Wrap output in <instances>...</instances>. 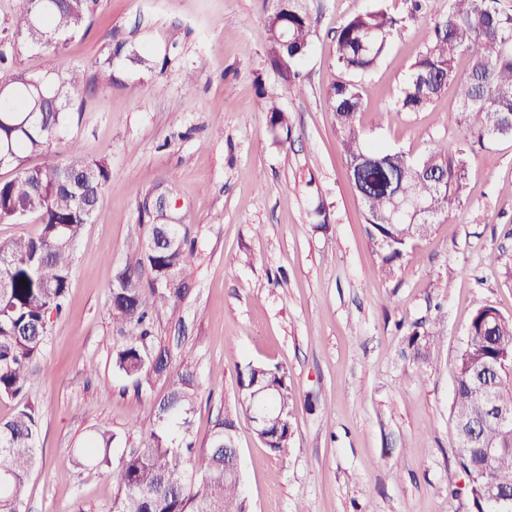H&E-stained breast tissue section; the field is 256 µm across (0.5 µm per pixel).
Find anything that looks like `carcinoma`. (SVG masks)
<instances>
[{"mask_svg": "<svg viewBox=\"0 0 512 512\" xmlns=\"http://www.w3.org/2000/svg\"><path fill=\"white\" fill-rule=\"evenodd\" d=\"M94 0H27L21 34L42 47L78 33ZM303 0H288V11L275 10L266 18V55L288 95L302 96L298 61L311 43L317 19ZM399 20L382 4L346 19L336 30V65L343 78L330 86L326 104L334 114L346 172L359 167L356 185L367 238L380 258L379 271L394 272L412 243L429 236L433 223L410 225L397 214L401 198L434 197L437 215L461 206L466 190L470 150L487 141L512 136V9L502 0H448V12L429 33L402 82L397 108L381 113L389 122L400 112H422L456 87L460 99L458 124L469 148L453 153L432 151L418 159L402 151L370 146L359 127L362 110L358 77L372 71L388 50ZM468 58L460 72L459 57ZM80 74L65 78L19 80L11 95L0 99V155L16 171L0 181V224L22 217L39 220L35 237L0 236V399H15L28 389L40 360L52 316H60L67 300L74 250L85 224L92 219L104 187L111 179L105 158L88 159L70 152L65 163L25 165L26 155L47 152L71 119L69 89ZM261 109L276 132H289L288 113L277 97L261 93ZM445 179L435 193L436 177ZM169 242L148 238L135 266L121 269L111 291L112 322L131 327L112 352L113 368L137 383L153 377L168 381L166 396L157 406L154 426L142 438V450L112 464L107 456L115 435L103 431L77 451V464L103 462L116 495L112 512H248L241 479L226 469L227 447L234 444L236 415L224 413L206 447L199 448L191 433V414L197 399L193 366H170L168 352L154 344L151 318L158 307H177L186 297L193 248L168 226ZM151 278L144 280L143 270ZM483 306L468 328L453 384L455 429L478 421L484 403L479 389L488 384L501 404L512 409V385L507 373L489 367L504 353L512 355V318ZM438 344L425 332L414 333L409 347L424 363ZM240 404L251 413L262 403L270 422L265 445L273 451L288 447L295 397L288 374L280 366L250 363L239 372ZM38 410L30 403L0 419V512H22V491L39 461L36 447ZM477 438L496 440L503 451L490 462L457 455L466 473L512 489V431L504 433L491 422Z\"/></svg>", "mask_w": 512, "mask_h": 512, "instance_id": "obj_1", "label": "carcinoma"}]
</instances>
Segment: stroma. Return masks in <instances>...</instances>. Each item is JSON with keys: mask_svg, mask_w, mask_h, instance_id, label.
<instances>
[{"mask_svg": "<svg viewBox=\"0 0 512 512\" xmlns=\"http://www.w3.org/2000/svg\"><path fill=\"white\" fill-rule=\"evenodd\" d=\"M276 0H94L88 29L59 46H28L25 0H0V80L84 78L72 92L73 123L28 166L67 161L69 144L106 158L112 178L75 248L63 317L49 326L23 400L39 411L42 465L22 492L24 512H110L115 489L76 451L116 433L111 460L137 448L164 379L139 386L115 372L119 331L110 316L117 272L136 264L134 241L175 224L195 244L189 293L162 308L154 335L172 366L190 361L199 390L198 446L237 402L250 363L282 366L296 398L292 437L274 452L238 413L236 446L250 512H473L454 437L452 386L479 307L512 318V139L476 150L459 210L438 217L391 276L364 229L325 97L340 78L334 31L376 0H305L318 24L300 70L306 94L282 97L290 136L273 133L259 91L278 94L266 56L265 18ZM403 22L360 84L367 141L418 158L463 147L460 106L448 88L424 112L380 125L397 105L409 66L448 10L429 0ZM116 81L95 78L116 45ZM166 198L165 212L155 201ZM324 205L328 224L313 216ZM437 334L430 364L405 349L412 331Z\"/></svg>", "mask_w": 512, "mask_h": 512, "instance_id": "35a3bbf8", "label": "stroma"}]
</instances>
